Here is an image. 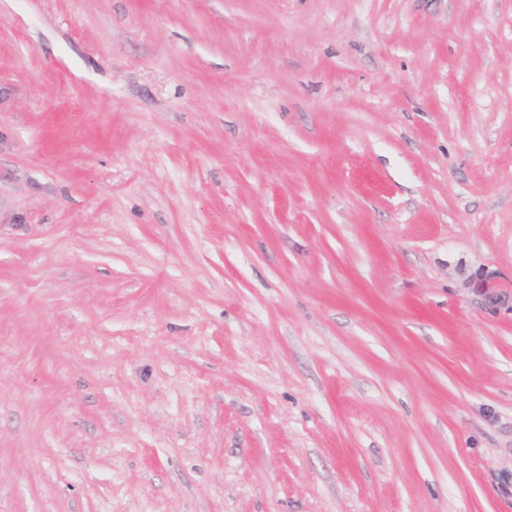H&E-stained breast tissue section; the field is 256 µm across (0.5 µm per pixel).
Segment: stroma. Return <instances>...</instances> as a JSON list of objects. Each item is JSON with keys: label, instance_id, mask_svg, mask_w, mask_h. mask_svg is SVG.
<instances>
[{"label": "stroma", "instance_id": "1", "mask_svg": "<svg viewBox=\"0 0 512 512\" xmlns=\"http://www.w3.org/2000/svg\"><path fill=\"white\" fill-rule=\"evenodd\" d=\"M0 512H512V0H0Z\"/></svg>", "mask_w": 512, "mask_h": 512}]
</instances>
